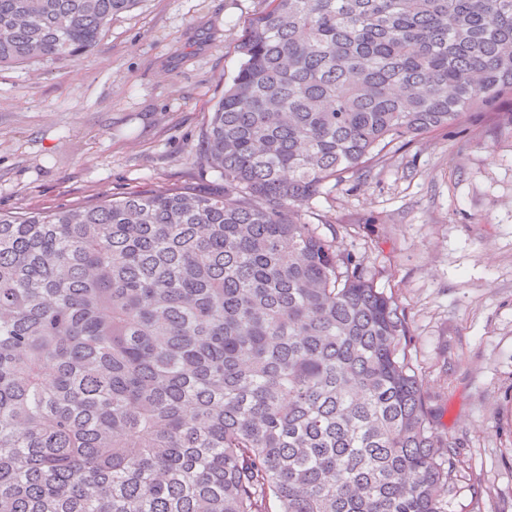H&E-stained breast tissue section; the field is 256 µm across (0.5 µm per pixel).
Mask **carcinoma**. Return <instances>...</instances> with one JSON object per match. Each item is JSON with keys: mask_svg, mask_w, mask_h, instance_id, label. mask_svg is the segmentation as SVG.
<instances>
[{"mask_svg": "<svg viewBox=\"0 0 512 512\" xmlns=\"http://www.w3.org/2000/svg\"><path fill=\"white\" fill-rule=\"evenodd\" d=\"M139 0H0V67ZM204 136L218 193L0 212V512H446L393 301L302 217L512 96V0H270Z\"/></svg>", "mask_w": 512, "mask_h": 512, "instance_id": "cac0c4a2", "label": "carcinoma"}]
</instances>
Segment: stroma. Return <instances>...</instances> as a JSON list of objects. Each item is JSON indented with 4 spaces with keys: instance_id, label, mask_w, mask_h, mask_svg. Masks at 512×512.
I'll use <instances>...</instances> for the list:
<instances>
[{
    "instance_id": "35a3bbf8",
    "label": "stroma",
    "mask_w": 512,
    "mask_h": 512,
    "mask_svg": "<svg viewBox=\"0 0 512 512\" xmlns=\"http://www.w3.org/2000/svg\"><path fill=\"white\" fill-rule=\"evenodd\" d=\"M268 3L139 0L79 61L0 67V211L222 187L202 136ZM511 111L395 147L303 211L405 319L434 430L464 464L448 512H512Z\"/></svg>"
}]
</instances>
